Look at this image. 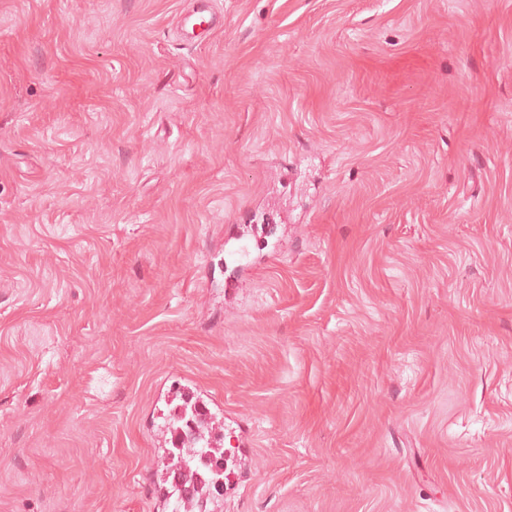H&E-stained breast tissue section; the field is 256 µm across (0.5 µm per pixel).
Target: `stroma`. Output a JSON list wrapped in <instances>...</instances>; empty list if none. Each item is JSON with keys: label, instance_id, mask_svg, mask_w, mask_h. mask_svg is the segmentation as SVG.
<instances>
[{"label": "stroma", "instance_id": "35a3bbf8", "mask_svg": "<svg viewBox=\"0 0 512 512\" xmlns=\"http://www.w3.org/2000/svg\"><path fill=\"white\" fill-rule=\"evenodd\" d=\"M0 0V512H512V0ZM197 402H191L188 396L182 398V403L176 405L173 413L172 426L178 431L176 438L172 433V450L169 452L173 459H177V468L179 470L185 465H189L193 475V487L191 492L181 498V489L172 482L171 496L178 495L179 492V512H195V505H199L202 496L205 493L207 501L214 504L216 500L215 492L224 480V448L214 446V439L211 427L204 425L197 416ZM223 449V451H221ZM220 454V457L217 455ZM223 456V457H222ZM205 457L207 462L203 463ZM201 470L207 471L206 479H198ZM197 480V481H196ZM196 482V483H195ZM200 482V484L198 483Z\"/></svg>", "mask_w": 512, "mask_h": 512}]
</instances>
